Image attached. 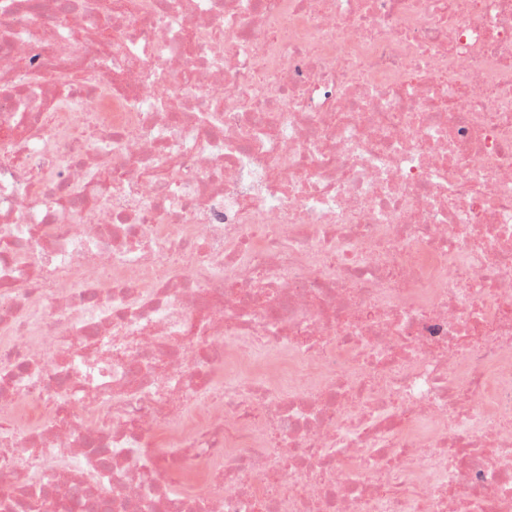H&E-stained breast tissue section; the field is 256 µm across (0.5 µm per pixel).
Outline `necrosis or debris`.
Returning a JSON list of instances; mask_svg holds the SVG:
<instances>
[{"label":"necrosis or debris","mask_w":512,"mask_h":512,"mask_svg":"<svg viewBox=\"0 0 512 512\" xmlns=\"http://www.w3.org/2000/svg\"><path fill=\"white\" fill-rule=\"evenodd\" d=\"M0 512H512V0H0Z\"/></svg>","instance_id":"4bbe7bcc"}]
</instances>
